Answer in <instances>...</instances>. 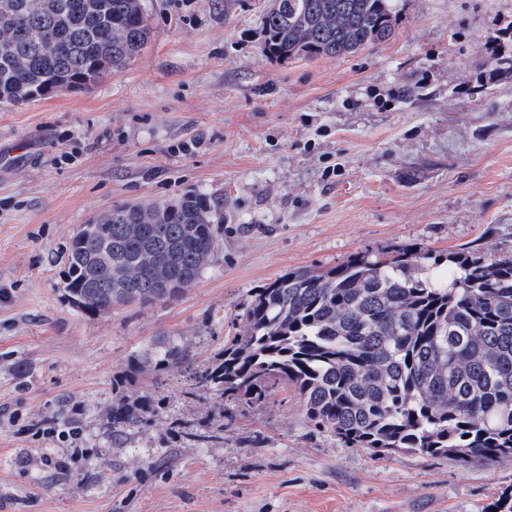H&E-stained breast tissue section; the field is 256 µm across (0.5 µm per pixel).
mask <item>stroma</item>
Returning a JSON list of instances; mask_svg holds the SVG:
<instances>
[{
	"instance_id": "stroma-1",
	"label": "stroma",
	"mask_w": 512,
	"mask_h": 512,
	"mask_svg": "<svg viewBox=\"0 0 512 512\" xmlns=\"http://www.w3.org/2000/svg\"><path fill=\"white\" fill-rule=\"evenodd\" d=\"M129 67L0 105V512H490L512 458L460 464L352 448L292 386L253 405L146 374L164 410L113 443L112 379L157 336L206 363L242 333L255 288L355 252L468 247L512 257V0H392L393 35L314 60L265 56L269 0H146ZM192 152H179L185 141ZM196 191L222 237L174 302L87 316L63 295L73 236L112 208ZM73 420L77 443L29 428ZM223 435L201 447L189 432Z\"/></svg>"
}]
</instances>
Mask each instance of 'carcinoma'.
<instances>
[{
	"instance_id": "obj_1",
	"label": "carcinoma",
	"mask_w": 512,
	"mask_h": 512,
	"mask_svg": "<svg viewBox=\"0 0 512 512\" xmlns=\"http://www.w3.org/2000/svg\"><path fill=\"white\" fill-rule=\"evenodd\" d=\"M391 0H272L262 51L336 57L393 34ZM152 38L145 0H0V105L85 88L130 66ZM224 199L189 192L117 207L72 239L64 292L78 311L179 299L218 245ZM445 266L448 278L432 275ZM189 375L196 391L254 402L292 384L305 416L345 444L456 462L512 457V258L457 250L357 252L324 271L294 270L254 290L242 334L209 364L189 344L153 339L112 390L146 370ZM142 394L112 406V440L159 415ZM207 446L224 437L189 433Z\"/></svg>"
}]
</instances>
